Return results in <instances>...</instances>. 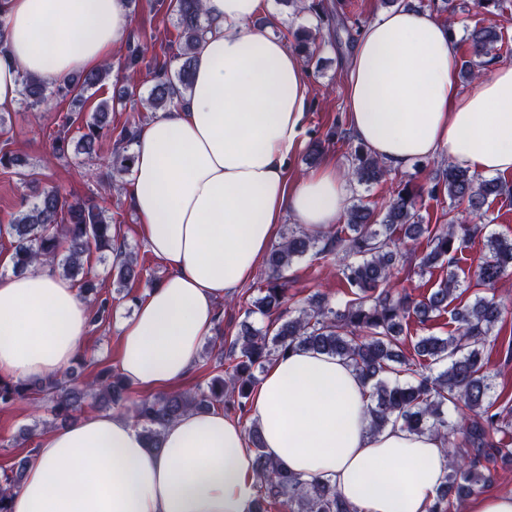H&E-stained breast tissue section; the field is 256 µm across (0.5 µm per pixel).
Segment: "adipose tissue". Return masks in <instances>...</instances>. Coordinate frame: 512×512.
<instances>
[{
	"mask_svg": "<svg viewBox=\"0 0 512 512\" xmlns=\"http://www.w3.org/2000/svg\"><path fill=\"white\" fill-rule=\"evenodd\" d=\"M187 101L142 124L127 195L168 275L120 325L119 370L140 393L182 382L213 335L217 308L249 281L284 218L335 224L350 183L328 162L290 180L311 84L301 58L257 20L270 0H203ZM132 24L128 0H5L0 112L22 78L45 84L107 63ZM459 43L411 5L378 13L356 38L345 110L357 142L388 168L440 156L483 175L512 172V66L460 88ZM90 309L47 264L0 276V376L61 377ZM369 389L336 357L273 361L252 399L264 453L302 479L330 480L358 512H427L447 474L441 439L400 426L371 433ZM256 454L237 419L190 411L147 446L132 414H89L44 436L11 512H254Z\"/></svg>",
	"mask_w": 512,
	"mask_h": 512,
	"instance_id": "obj_1",
	"label": "adipose tissue"
}]
</instances>
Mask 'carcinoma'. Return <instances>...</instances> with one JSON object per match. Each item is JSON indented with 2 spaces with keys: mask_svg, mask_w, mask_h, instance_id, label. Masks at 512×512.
Wrapping results in <instances>:
<instances>
[{
  "mask_svg": "<svg viewBox=\"0 0 512 512\" xmlns=\"http://www.w3.org/2000/svg\"><path fill=\"white\" fill-rule=\"evenodd\" d=\"M169 12L175 17L180 65L173 74L168 66L158 68L160 75L152 87L147 106L152 110L168 106L192 86L197 45L205 32L203 0H171ZM472 53L477 60L465 61L460 76L471 80L478 75L482 57H494L503 32L495 26L476 28L470 34ZM144 60V51L128 42L125 69L134 74ZM110 67L90 70L58 86L52 95L37 78L26 76L22 96L27 106L51 107L50 98L83 100L86 93L103 84ZM109 126V105L101 103L76 143L77 152L92 157L93 145L101 131ZM136 135L135 126L124 125L116 135L112 170L125 174L132 169L134 157L129 146ZM386 166L359 144L352 155L350 182L370 185L382 180ZM442 181L449 199L467 203L479 211L490 197L506 192L497 178H486L466 168L448 164ZM422 192L404 185L384 205L378 207L357 200L347 207L343 223L324 231H311L301 225L288 228L282 240L266 258L267 277L248 308L250 315L268 317L263 328L244 322L231 342L229 354L219 345L218 366L224 357L231 363L224 373L210 378L204 386L183 393H166L153 398L128 402V386L120 373L104 368L90 380L72 371L63 379L12 382L0 378V405L31 400L49 407L54 416L66 423L82 411L89 400L101 398L133 414L151 447H158L163 429L187 411L206 410L221 405L227 411L245 414L258 383L255 371L272 360L296 350H312L335 356L353 368L370 389L368 409L370 430L379 432L389 425L401 424L414 434L434 433L448 443V436L461 433L463 448L449 449L448 474L429 512H455L479 489L492 482L489 464L512 459V410L496 407L492 400L494 384L481 356L487 338L501 322L502 308L492 297L476 296L469 304H460L463 292L458 275V255L480 231L478 225H460L452 217L446 224L423 223ZM5 231L14 238L12 270L22 272L36 263L49 262L61 267L63 276L82 275V290L96 291L95 273L86 265V257L96 253L104 261L114 251L116 227L96 204L70 202L56 186H46L34 196L27 209L14 217ZM427 235L429 251L420 256L422 271L448 266V277L430 289L424 299L415 302L394 292V268L405 255L399 242L419 240ZM487 252L478 267L477 278L485 287H494L512 270V238L500 235L486 240ZM342 254L341 281L352 297L344 307L335 308L319 295H313L300 307L281 310L286 298L283 273L295 260L309 254ZM117 291L143 275L137 257L118 253ZM448 315L455 324L446 337L419 336L406 354L408 337L402 335L403 322L413 316L420 320L430 314ZM502 438L495 441L490 433ZM255 447L259 476L257 510L269 512L272 505L283 512H357L342 500L329 482L304 480L268 458L262 451L258 431L249 428ZM27 460L0 474V512H9L10 491L21 484Z\"/></svg>",
  "mask_w": 512,
  "mask_h": 512,
  "instance_id": "cac0c4a2",
  "label": "carcinoma"
}]
</instances>
